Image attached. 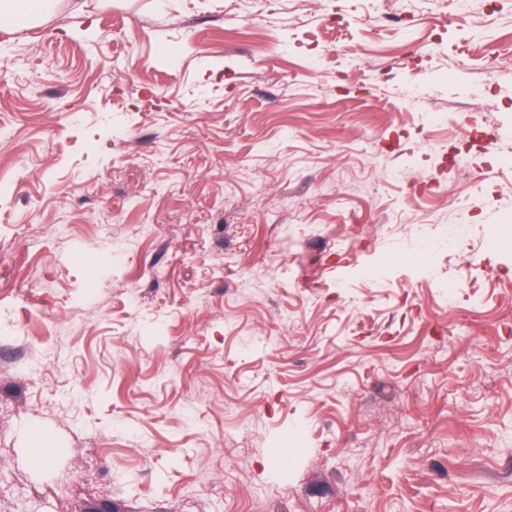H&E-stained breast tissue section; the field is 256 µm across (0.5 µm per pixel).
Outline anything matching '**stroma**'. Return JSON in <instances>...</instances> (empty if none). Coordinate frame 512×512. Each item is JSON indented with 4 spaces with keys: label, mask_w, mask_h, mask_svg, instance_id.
Segmentation results:
<instances>
[{
    "label": "stroma",
    "mask_w": 512,
    "mask_h": 512,
    "mask_svg": "<svg viewBox=\"0 0 512 512\" xmlns=\"http://www.w3.org/2000/svg\"><path fill=\"white\" fill-rule=\"evenodd\" d=\"M469 9L0 25V512H512V0Z\"/></svg>",
    "instance_id": "obj_1"
}]
</instances>
